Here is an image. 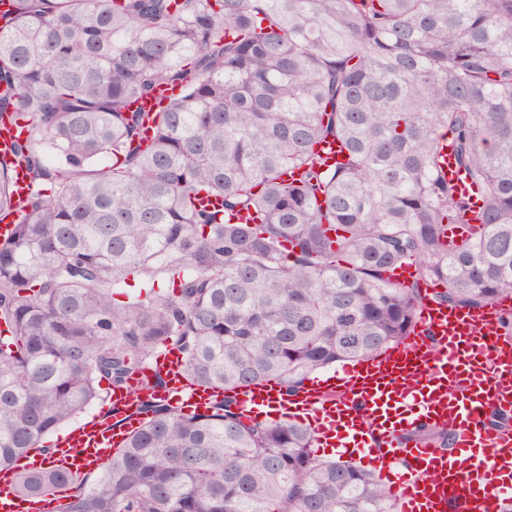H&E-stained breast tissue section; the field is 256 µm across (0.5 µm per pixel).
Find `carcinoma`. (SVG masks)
<instances>
[{
    "label": "carcinoma",
    "instance_id": "carcinoma-1",
    "mask_svg": "<svg viewBox=\"0 0 512 512\" xmlns=\"http://www.w3.org/2000/svg\"><path fill=\"white\" fill-rule=\"evenodd\" d=\"M14 3L0 117L28 134L0 158V472L22 497L64 490L55 512H393L371 473L236 396L402 341L422 282L456 308L512 293V0ZM165 86L181 94L143 147L131 104ZM445 143L481 204L442 173ZM168 346L219 392L209 412L149 398L100 469L15 471Z\"/></svg>",
    "mask_w": 512,
    "mask_h": 512
}]
</instances>
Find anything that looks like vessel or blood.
<instances>
[{"label": "vessel or blood", "mask_w": 512, "mask_h": 512, "mask_svg": "<svg viewBox=\"0 0 512 512\" xmlns=\"http://www.w3.org/2000/svg\"><path fill=\"white\" fill-rule=\"evenodd\" d=\"M422 287L413 333L382 353L311 377L295 394L263 382L239 391L244 419L273 413L307 425L318 448H333L369 466L387 485L397 512H500L512 501V428L495 427L491 411L512 414V340L500 321L512 315V295L477 309L436 302ZM183 355L169 348L138 374L130 389L112 392L111 408L59 436L52 459L33 455L29 469L72 473L99 468L143 421L134 393L162 375L163 399L199 414L215 391L190 385ZM447 430L453 453L417 444L419 425ZM0 477V512H51L52 503L26 499Z\"/></svg>", "instance_id": "1"}]
</instances>
